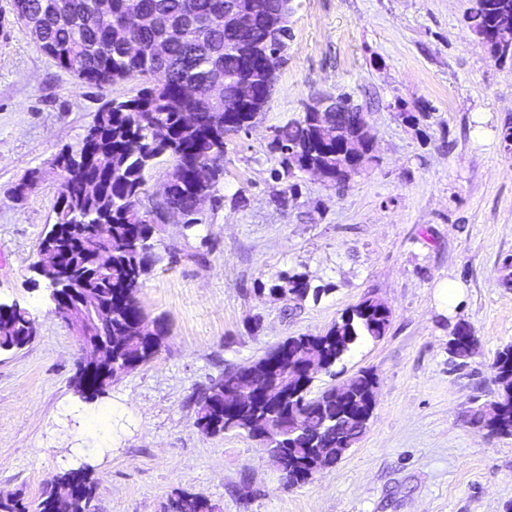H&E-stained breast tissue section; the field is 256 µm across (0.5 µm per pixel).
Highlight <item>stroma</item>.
I'll return each mask as SVG.
<instances>
[{
    "instance_id": "obj_1",
    "label": "stroma",
    "mask_w": 512,
    "mask_h": 512,
    "mask_svg": "<svg viewBox=\"0 0 512 512\" xmlns=\"http://www.w3.org/2000/svg\"><path fill=\"white\" fill-rule=\"evenodd\" d=\"M474 5L294 0L287 61L257 127L226 145L219 203L204 202L193 229L172 222L154 236L139 302L165 332L159 353L86 400L72 386L86 352L32 266L62 180L55 155L141 82L80 83L0 0V300L36 328L0 351V494L32 506L55 475L85 467L93 512H164L178 489L215 512H512V437L468 422L494 399L491 366L512 344V56L497 60L473 31ZM339 94L367 115L373 168L342 188L310 173L275 179L273 128ZM292 267L331 291L271 294L270 277ZM445 279L465 286L450 311L435 298ZM366 298L389 307L386 335L313 383L361 370L377 380L369 426L336 465L292 486L261 441L200 431L197 402L214 380ZM462 321L479 339L464 365L448 351Z\"/></svg>"
}]
</instances>
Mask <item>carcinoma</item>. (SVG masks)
<instances>
[{"mask_svg":"<svg viewBox=\"0 0 512 512\" xmlns=\"http://www.w3.org/2000/svg\"><path fill=\"white\" fill-rule=\"evenodd\" d=\"M111 14L96 17L92 0H12L16 16L37 19L32 39L56 63L80 82L111 86L160 73L163 80L142 88L129 99L114 98L95 116L82 139L80 154L66 158L63 180L54 206L56 253L64 266L79 275L78 287L112 306L106 334L112 344V364L118 374L129 373L153 359L161 332L147 330L138 295L148 275L156 227L147 223L140 197L145 172L155 160L173 158L167 200L198 223L196 199L216 197L223 178L224 149L231 131L257 126L269 100L267 63L246 58L259 48L272 55L286 51L290 33L272 39L269 18L288 10V0H244L246 27H224L226 0H139L142 12L156 15L164 25L126 29L120 25L126 0H110ZM512 16V0H476L471 15L475 32L491 54L506 57L503 40L488 37L496 20ZM163 41L166 53L156 56L151 46ZM245 85L249 111L241 112L224 100L223 82ZM365 113L304 112L273 130L271 152L292 147L299 170L317 169L328 183L343 187L374 162L365 136ZM96 185L94 192L86 185ZM270 293L302 301H317L329 286H311L295 269L271 277ZM390 309L367 298L345 311L325 332L288 336L254 364L228 372L210 385L198 403L197 426L205 433L225 432L224 398L236 392L241 372L251 373L264 388L278 390L276 399H247L235 404L232 432L261 438L277 425L267 441L271 454L288 471L289 483L303 484L311 469L333 466L368 428L373 415L376 378L361 370L349 388H330L311 395L310 364L329 371L360 341L382 338ZM30 314L18 307L0 314V351L22 348L32 340ZM478 339L460 322L448 340L452 357L465 360ZM498 391L494 400L471 412L473 427L490 434L512 436V345L498 351L492 364ZM77 481L80 493L70 499L69 512H90L95 486L85 468L59 473L33 510L0 502V512H54L59 488ZM172 512H214L202 495L174 493Z\"/></svg>","mask_w":512,"mask_h":512,"instance_id":"cac0c4a2","label":"carcinoma"}]
</instances>
